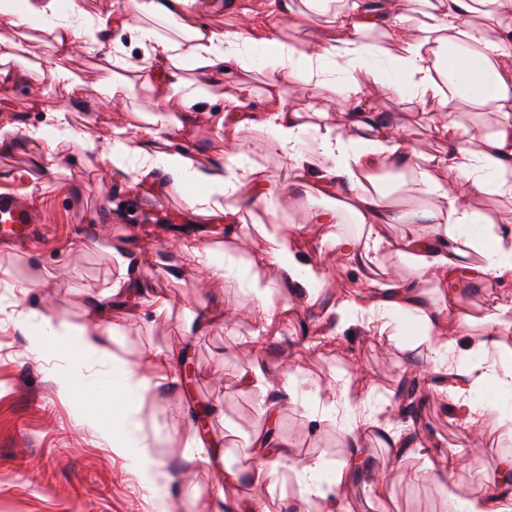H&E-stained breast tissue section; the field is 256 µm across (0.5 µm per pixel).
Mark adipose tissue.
<instances>
[{
    "instance_id": "adipose-tissue-1",
    "label": "adipose tissue",
    "mask_w": 512,
    "mask_h": 512,
    "mask_svg": "<svg viewBox=\"0 0 512 512\" xmlns=\"http://www.w3.org/2000/svg\"><path fill=\"white\" fill-rule=\"evenodd\" d=\"M195 2L122 0L115 15L95 21L83 0H70L65 13L59 0H0L1 23L53 34L59 51L106 37L112 24L124 23L129 15L135 19L130 30L146 50L132 78H106L102 86L113 94L121 87L150 83L154 113L136 126L112 125L100 143L74 126L71 109L51 110L48 125L31 132L40 148L39 165L51 166L65 145L78 144L128 186L160 181L181 193L197 215L228 229L242 223L243 212L269 208L286 187H312L320 200L308 211L309 223H335L342 208L361 228L355 238L328 233L330 249L349 254L363 266L373 265L377 254L387 251L416 275L412 281L372 279L366 289L337 296L333 307L340 322L361 325L374 336L413 330L424 347L425 362L442 376L439 391L462 410L469 429L482 428L493 412L500 434L512 437V409L504 407L512 401V347L501 340L512 331V305L493 304L477 318L459 311L449 286L463 272L490 287L512 283V216L493 218L473 204L479 195L512 201V0H346L338 9L334 0H235L242 23L224 31L198 25ZM315 13L331 17L322 40L296 46L281 40L278 20L301 25ZM156 19L174 22L185 31V39L161 36L152 25ZM258 57L269 73L271 106L264 112L248 109L253 89L246 74ZM329 62L340 66L343 81L328 76ZM236 69L244 77L236 94L225 99L224 120L238 133L264 130L286 176L260 172L238 150L225 153L221 162L201 163L171 137L172 129L182 126L171 102H178L183 112L196 111L212 98L218 76ZM284 79L336 92L344 104L342 123H331L324 112L311 122L306 113L288 110L280 91ZM374 88L435 105L447 149L415 152L396 126L381 122L367 105ZM462 112H490L494 122L476 136L459 121ZM308 135L317 143V155L301 147ZM386 169L411 175L427 206L405 207L393 199L379 176ZM265 239L260 264L272 269L278 281L317 298L325 283L322 267L297 257L293 237L282 226H275ZM426 276L442 288L440 305L422 299L418 280ZM248 285L256 299L249 314L255 327L250 339L257 343L261 330L287 317L288 308L272 303L269 283L258 276H250ZM477 323L483 326L480 338L461 343L462 334ZM15 325L36 348L66 363L57 378L62 393L77 401L83 392H96L99 402L86 413L84 425L114 450L132 455L141 486L157 492L162 464L149 452L151 442L136 416L135 398L164 385L168 357L153 353L155 373L146 376L112 356L101 329L69 324L47 312L18 313ZM99 366L109 372L100 383L93 379ZM237 379L259 393L269 427L246 439L254 450L251 495L225 496V512H267L265 494L288 460L299 469L301 501L320 497L330 512H345L333 492L362 470L363 433L368 429L381 428L395 454L428 453L418 438L379 425L370 396L352 397L349 380L337 376L320 411L343 423L346 458L333 469L293 458L291 448L270 427L283 404L295 396L294 376L283 375L273 392L262 371L252 366L239 367ZM445 506L447 512H512V490L500 483L464 497L448 493Z\"/></svg>"
}]
</instances>
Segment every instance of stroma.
Segmentation results:
<instances>
[{
	"instance_id": "35a3bbf8",
	"label": "stroma",
	"mask_w": 512,
	"mask_h": 512,
	"mask_svg": "<svg viewBox=\"0 0 512 512\" xmlns=\"http://www.w3.org/2000/svg\"><path fill=\"white\" fill-rule=\"evenodd\" d=\"M0 37L14 44L11 59L0 67L10 76L0 89V123L22 127L11 150L0 151V190L22 194L36 186L33 203L50 228L41 243L0 251V512H158L156 497L139 485L132 462L111 451L94 430L81 426L80 406L59 393L54 377L62 371V363L32 352L11 318L15 311L49 310L67 322L89 324L92 292L110 307L107 322L116 326L117 333L107 337L106 344L119 358L138 369L150 351L175 358L185 353L190 358L192 379H184L180 365H173L170 387L159 394L146 393L139 411L145 428L159 432L154 456L197 503L217 500L222 467L245 470L252 464V451L244 439L264 419L256 393L241 387L234 376L236 366L245 364L261 368L273 386L282 374H294L297 394L282 412L278 430L305 458L337 463L346 454L333 419H309L312 392L326 389L334 374L345 373L352 379L353 392L383 397L377 407L379 421L404 427L430 445L462 455L449 484L454 494L463 496L496 482L501 452L512 447V440L497 435L494 417L486 419L484 447L471 449L462 412L438 394L430 380L418 395V418L402 419L404 401L398 386L426 370L411 351L414 337L371 336L351 326L334 342H325L334 319L328 307L336 294L373 273L360 270L345 255L321 248L320 240L329 228L308 223L302 191L286 190L272 207L273 220L292 233L303 258L323 265L326 284L319 298L305 301L292 288L273 291V301L293 303L294 315L288 324L274 327L261 345L244 343L251 328L245 320L228 328L218 323L204 334L188 335L189 315L218 305L243 313L255 298L237 278L207 279L183 260L174 242L192 240L199 249L216 253L237 248L249 260L265 249V240L250 223L241 227L238 239H225L215 225L198 223L181 193L162 185L141 191L143 211L135 217L127 214L122 204L129 191L120 190L97 156L76 144L63 147L55 171L35 164L36 149L25 130L45 124L48 110L79 103L76 124L101 140L124 114L152 109L153 99L145 89H136L119 103L100 87L101 75L113 67L115 45L123 46L128 61L143 59L144 51L129 31L116 29L109 40L88 44L70 56L55 55L57 62L81 78L80 86L71 90L54 85L47 72L30 67L35 58L53 55L48 37L9 28H0ZM236 89L235 82H220L214 98L200 104L177 139L206 163L223 160L225 151L236 143L267 172L282 174L279 158L265 149L264 131L243 133L235 142L218 129L224 98ZM371 95L380 111L403 125L416 150L434 154L444 149L430 109L380 89ZM282 96L288 108L322 109L333 122L343 119V102L334 92L311 85L298 95L283 90ZM78 235L85 247L76 254L71 244ZM114 246L126 250L131 260L128 270H121L113 259ZM35 254L40 257L36 264L31 261ZM43 273L49 279L40 293L20 292L19 281ZM124 279L139 282L138 294L129 303L112 295L114 284ZM455 288L460 303L474 314L495 303L512 304V287H479L461 275ZM152 297L166 301L168 309L162 317L151 314L147 302ZM220 360L226 371L218 375L214 367ZM204 406L209 409L204 432L208 441L201 448L197 441L203 432L197 415ZM364 444L375 469L358 474L342 490L349 512H442V496L432 483L406 479L407 472L427 468L425 458L394 456L373 434L365 435ZM379 469L390 484L389 496L382 502L370 489Z\"/></svg>"
}]
</instances>
